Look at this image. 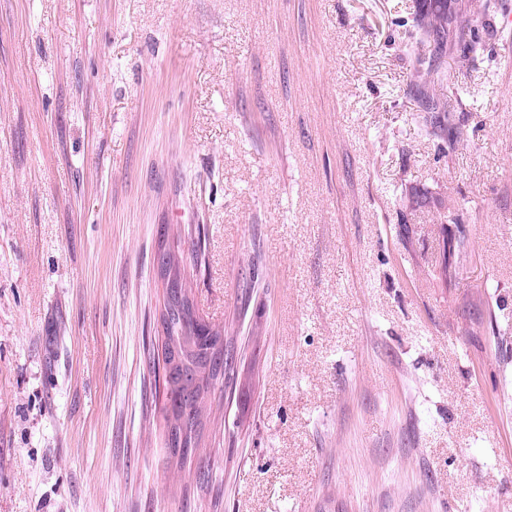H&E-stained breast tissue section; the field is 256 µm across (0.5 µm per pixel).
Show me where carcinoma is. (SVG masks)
Here are the masks:
<instances>
[{
	"label": "carcinoma",
	"mask_w": 512,
	"mask_h": 512,
	"mask_svg": "<svg viewBox=\"0 0 512 512\" xmlns=\"http://www.w3.org/2000/svg\"><path fill=\"white\" fill-rule=\"evenodd\" d=\"M490 4L479 6L472 0H419L413 16V36L417 43L434 42L443 49L448 41L465 58L475 59L485 50L480 29ZM414 93L424 110L433 113L436 128L446 126L445 105L430 93L435 59L416 54L413 59ZM156 261L163 280L159 317L163 333L161 358L154 366L162 375L165 398L163 418L165 435L181 429L188 421L195 435L183 444L181 452L168 448V463L180 473L202 445V429L224 379L234 372L235 359L224 343V331L199 315L187 286L185 267L179 252L170 245L168 227H161Z\"/></svg>",
	"instance_id": "carcinoma-1"
}]
</instances>
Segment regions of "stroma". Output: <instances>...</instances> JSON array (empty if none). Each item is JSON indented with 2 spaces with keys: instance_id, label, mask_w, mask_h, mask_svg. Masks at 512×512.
Wrapping results in <instances>:
<instances>
[{
  "instance_id": "35a3bbf8",
  "label": "stroma",
  "mask_w": 512,
  "mask_h": 512,
  "mask_svg": "<svg viewBox=\"0 0 512 512\" xmlns=\"http://www.w3.org/2000/svg\"><path fill=\"white\" fill-rule=\"evenodd\" d=\"M415 3L0 0V512H512V36L433 135ZM164 224L237 357L179 484ZM435 61L434 56L414 55L413 70L415 83L413 89L425 112L436 113L432 115L433 122L431 123L435 128L441 129V126H446V120H448V126L450 125V116L447 114L446 117L445 105L436 100L430 93L432 81L429 77L431 78L432 73L435 71Z\"/></svg>"
}]
</instances>
